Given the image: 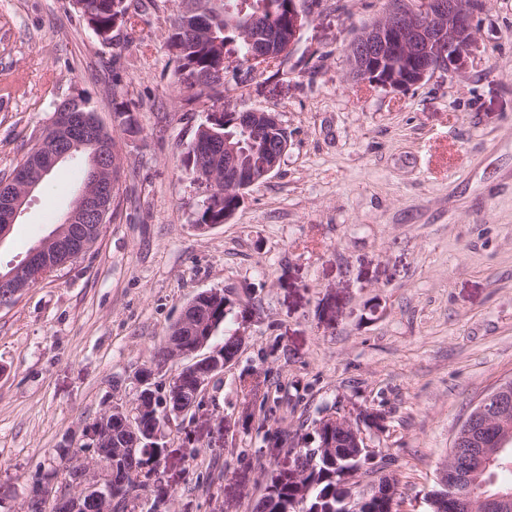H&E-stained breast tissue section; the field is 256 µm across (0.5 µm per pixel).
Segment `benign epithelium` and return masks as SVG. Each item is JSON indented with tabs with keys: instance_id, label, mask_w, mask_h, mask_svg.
<instances>
[{
	"instance_id": "1",
	"label": "benign epithelium",
	"mask_w": 512,
	"mask_h": 512,
	"mask_svg": "<svg viewBox=\"0 0 512 512\" xmlns=\"http://www.w3.org/2000/svg\"><path fill=\"white\" fill-rule=\"evenodd\" d=\"M311 16L302 8L299 0H289L288 24L273 28L274 39L270 43L254 46L248 62L242 64L256 74L273 64H282L292 54L298 36L309 23ZM474 9L470 0H424L418 10L396 3L365 29L357 41L349 47L350 73L353 78L384 89H405L421 83L439 70L460 72L465 64V53L474 40ZM233 112L237 123L255 130L267 128L271 123L281 126L274 112L264 110L240 111L231 101L224 103V110L208 113L209 121L222 117V112ZM50 136L39 141L38 146L52 154L53 164L68 159L74 151L82 149L89 139L103 138L92 114L82 109L80 103L71 105L66 112L57 114L49 127ZM288 142L282 141L276 148L268 149L269 163L262 176L271 175L279 165ZM90 176L73 199L62 224L35 245L25 265L35 268L41 259L60 248L78 247L84 252L93 240L67 233L71 224H103L112 209V198L118 188L121 170L119 152L108 147L101 148L90 157ZM45 173L18 167L9 177L10 190L4 197L3 240L16 218L22 212L27 199L35 192ZM260 176V177H262ZM260 177L254 171L241 166L237 146L224 141V169L208 165L196 170V178L214 185L224 184V194L235 197V203L244 201L245 191L252 188ZM229 307L224 292L210 290L201 292L188 303L178 319L179 327L192 336L201 335L203 327L213 320L217 305ZM211 335L193 344H182L165 337L162 349L167 360L161 364L151 362L140 367L135 375L136 401L130 405L113 404L95 419L93 425L82 429V439L91 442V456L81 459L73 478L57 483L52 476L38 481L25 496L22 512H86L94 505L98 512H112V458H133L146 447H167V427L172 418L164 415L155 406V383H163L166 389L164 406L179 403L189 380L196 390H205L221 374L234 358L222 351L206 353ZM509 387L505 382L481 398L472 414L462 422L460 429L469 444L478 446V451L489 464L494 462L498 449L503 447L508 434L499 435L492 444L493 450L483 447L484 430L490 419L512 409L504 395ZM339 411L322 417L316 424L317 431L336 428L348 436L353 448H369L374 436L385 429L381 413L355 404H340ZM125 426L131 435L110 449L107 444L113 435V427Z\"/></svg>"
}]
</instances>
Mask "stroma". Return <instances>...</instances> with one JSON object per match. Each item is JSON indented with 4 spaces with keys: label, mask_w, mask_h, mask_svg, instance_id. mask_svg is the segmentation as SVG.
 Listing matches in <instances>:
<instances>
[{
    "label": "stroma",
    "mask_w": 512,
    "mask_h": 512,
    "mask_svg": "<svg viewBox=\"0 0 512 512\" xmlns=\"http://www.w3.org/2000/svg\"><path fill=\"white\" fill-rule=\"evenodd\" d=\"M111 43L74 0H0V174L61 101L87 99L122 158L118 216L86 258L0 306V484L20 497L108 404L131 402L186 304L232 302L209 350L243 340L196 419L174 421L156 484L172 512H255L292 446L337 401L384 413L372 441L400 481L398 512H430L440 468L477 401L512 380V0H482L459 73L403 91L353 81L348 48L389 0H302L288 63L224 95L278 113L288 151L226 223H195L204 193L182 155L208 106L185 105L166 45L182 0H128ZM127 103L141 131L120 133ZM81 182L54 169L0 268L61 220ZM265 377L244 411L242 379Z\"/></svg>",
    "instance_id": "35a3bbf8"
}]
</instances>
